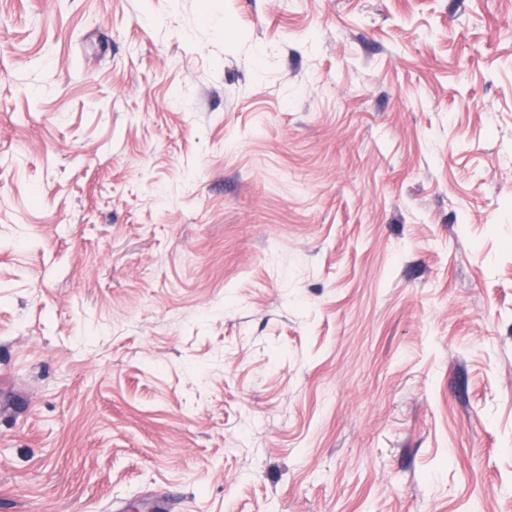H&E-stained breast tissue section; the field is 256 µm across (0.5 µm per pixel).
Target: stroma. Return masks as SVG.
I'll return each instance as SVG.
<instances>
[{"mask_svg":"<svg viewBox=\"0 0 512 512\" xmlns=\"http://www.w3.org/2000/svg\"><path fill=\"white\" fill-rule=\"evenodd\" d=\"M0 512H512V0H0Z\"/></svg>","mask_w":512,"mask_h":512,"instance_id":"obj_1","label":"stroma"}]
</instances>
